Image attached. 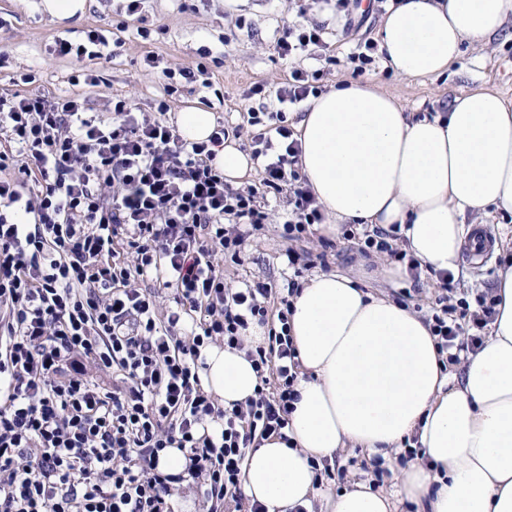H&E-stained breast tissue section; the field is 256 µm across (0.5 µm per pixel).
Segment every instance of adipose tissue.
<instances>
[{
	"label": "adipose tissue",
	"mask_w": 512,
	"mask_h": 512,
	"mask_svg": "<svg viewBox=\"0 0 512 512\" xmlns=\"http://www.w3.org/2000/svg\"><path fill=\"white\" fill-rule=\"evenodd\" d=\"M512 0H394L378 31L399 77L444 75L463 45L501 38ZM300 166L327 218L397 229L426 269L454 272L464 217L512 214V100L479 87L420 117L372 81L346 80L310 98L294 125ZM495 316L461 372L440 353L431 324L340 273L305 279L291 298L290 336L301 371L283 436L263 437L243 468V494L268 512H512V260L500 270ZM244 346L204 347V389L225 409L254 398L258 375ZM416 442L423 463L401 468L398 491L350 482L318 498L313 464L342 448L372 456Z\"/></svg>",
	"instance_id": "adipose-tissue-1"
}]
</instances>
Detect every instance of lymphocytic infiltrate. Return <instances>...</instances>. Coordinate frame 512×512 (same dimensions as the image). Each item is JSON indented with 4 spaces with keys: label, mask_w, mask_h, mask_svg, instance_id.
Listing matches in <instances>:
<instances>
[{
    "label": "lymphocytic infiltrate",
    "mask_w": 512,
    "mask_h": 512,
    "mask_svg": "<svg viewBox=\"0 0 512 512\" xmlns=\"http://www.w3.org/2000/svg\"><path fill=\"white\" fill-rule=\"evenodd\" d=\"M318 79L296 70L277 90L275 137L250 111L262 179L244 193L213 164L229 136L224 125L190 142L124 98L106 122L87 116L76 96L0 98V134L17 146L0 152V512H172L173 486L186 477L202 481L209 512L242 500L255 434L288 424L298 363L284 308L280 329L253 353L260 385L247 409H218L204 392L202 347H240L251 323L265 324L260 300L270 293L264 284L225 287L221 263L239 259L244 238L224 219L260 228L267 215L258 197L272 191L289 196L287 238L323 223L286 116L318 93ZM9 168L17 178L5 177ZM34 172L37 187L26 190ZM119 236L132 263L116 260ZM144 278L174 289L166 322L154 295L137 287ZM184 311L200 315L188 344L171 334ZM493 313L486 293L444 307L432 325L439 350L454 362L478 348ZM90 364L120 368L127 386L100 385ZM208 416L223 420L220 439L201 433ZM168 448L186 454L185 474L159 471Z\"/></svg>",
    "instance_id": "lymphocytic-infiltrate-1"
}]
</instances>
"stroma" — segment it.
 Segmentation results:
<instances>
[{"mask_svg": "<svg viewBox=\"0 0 512 512\" xmlns=\"http://www.w3.org/2000/svg\"><path fill=\"white\" fill-rule=\"evenodd\" d=\"M40 3L0 0V50L7 54L0 68V95L23 94L33 87L57 97H81L94 113L104 112L112 98L127 96L139 112L151 118L158 115L156 106L163 100L168 105L163 117L172 125L183 108L199 105L223 120L228 129L237 130L244 151L254 132L247 122L249 107L277 110L274 93L295 70L321 71L319 86L324 90L353 78L351 53L361 42L375 41L384 17L375 0H360L348 19L337 17L322 0L303 14L295 0H143L137 18L128 15V0H87L82 19L61 21L44 13ZM294 24L321 26L324 46L279 56L277 40ZM90 29L108 40L102 57L77 62L52 56L55 39L79 42ZM149 55L157 58L156 67L146 65ZM201 64L207 74L192 82L178 80L177 93L167 94L169 73ZM28 74L34 75V84L24 83ZM365 76L422 116L438 111L455 94L482 85L512 99V39L468 48L460 65L437 78L406 80L379 61ZM256 84L264 86V96L247 98V91ZM260 205L268 218L261 229L246 236L240 261L225 260L226 287L268 283L279 290L315 273L337 272L356 277L365 290L387 293L424 318L439 313L438 278L426 273L416 280L405 272L386 280L380 271L392 267L394 261L387 254L365 249L363 230L351 237L329 239L310 229L290 240L283 230L288 218L285 198L270 192ZM289 250L298 254L297 264H289L285 256ZM503 260L501 250L496 249L481 270L460 262L451 301H470L478 292L493 290ZM375 465V458L363 449H345L329 462L330 476L317 491L323 496L336 495L354 472L373 479ZM403 466L399 453H391L382 478H375L379 489L394 492Z\"/></svg>", "mask_w": 512, "mask_h": 512, "instance_id": "1", "label": "stroma"}]
</instances>
